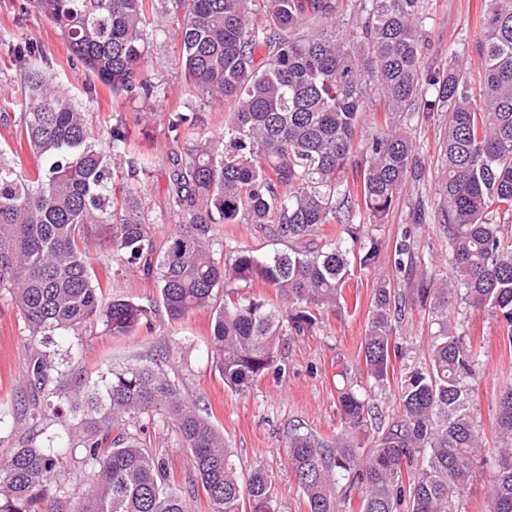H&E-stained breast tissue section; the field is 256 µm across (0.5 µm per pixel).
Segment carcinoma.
Segmentation results:
<instances>
[{
  "mask_svg": "<svg viewBox=\"0 0 512 512\" xmlns=\"http://www.w3.org/2000/svg\"><path fill=\"white\" fill-rule=\"evenodd\" d=\"M425 0H34L80 61L114 95L153 97L145 78L153 28L148 16L175 26L179 64L201 99L224 100V141L180 140L186 115L172 112L168 131L183 146L167 152V211L175 231L163 245L136 191L117 187L115 161L127 176L146 173L131 155L116 118L108 142L92 136L82 112L43 71L29 64V42L9 47L25 88L20 135L34 173L0 150V292L33 338L79 332L100 320L121 336L150 323L151 308L107 297L86 251L89 231L117 260L156 270L168 318L197 310L212 317L211 361L229 389L245 393L274 368L284 336L311 334L328 310L341 308L354 269L379 259L368 226L383 224L406 184L422 178L412 121L442 117L438 223L448 242L445 271L428 268L405 229L393 247L399 272L416 271L413 295L429 305L436 331L428 362L397 383L399 414L373 426L371 394H338L342 432L333 440L295 428L285 442L288 468L307 512H457L473 480L483 439L469 412L482 366L448 299L489 306L512 346V0H487L484 34L473 48L483 85L475 98L467 51L448 66L425 67ZM359 18L355 31L341 17ZM384 103V122L360 137L368 104ZM247 224L258 236L288 243L265 256L244 243L214 258V225ZM338 224L336 236L321 233ZM255 280L279 301L246 297ZM224 298H218L219 291ZM407 304L388 284L374 289L363 347L367 373L383 388ZM102 391L81 373L63 375L36 357L28 384L48 403L66 401L77 422L68 445L42 447L22 433L0 463V512H193L202 494L210 512H277L271 475L245 474L224 435L178 381L156 362L116 369ZM160 411L176 428L195 478L177 488L162 455L145 446L140 418ZM496 472L486 512H512V388L497 410ZM372 436L373 445L361 440ZM82 448L86 487L73 500L61 490L63 455ZM346 483L344 496L338 487Z\"/></svg>",
  "mask_w": 512,
  "mask_h": 512,
  "instance_id": "carcinoma-1",
  "label": "carcinoma"
}]
</instances>
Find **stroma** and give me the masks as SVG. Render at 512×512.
Returning a JSON list of instances; mask_svg holds the SVG:
<instances>
[{"label":"stroma","instance_id":"1","mask_svg":"<svg viewBox=\"0 0 512 512\" xmlns=\"http://www.w3.org/2000/svg\"><path fill=\"white\" fill-rule=\"evenodd\" d=\"M486 0H430L425 23L430 48L426 62L431 67L447 65L451 56L479 37ZM36 44L51 63L50 76L62 83L88 115L96 139L108 138L115 117H122L131 135L133 152L152 162L141 182L139 195L153 224L156 242H164L174 231L165 207L168 168L165 122L152 120L159 114L179 110L199 113L202 135L215 141L224 138L227 104L200 100L177 64L179 38L174 30L158 32L150 48L145 74L158 87L149 100H113L109 89L81 63L70 60L66 41L34 5L23 0H0V149L16 153L26 171H34L35 159L16 133L25 108L20 72L6 52L9 43ZM420 145L424 175L419 184L404 189L385 223L371 227L384 252L371 269L356 273L344 290L347 309L327 312L321 327L309 336H287L278 347L280 372H267L244 394L231 391L207 357L212 331V314L200 310L187 319L169 320L159 301L155 274L143 265L118 266L104 251L92 250L98 280L112 295L150 307L151 324L130 335L115 336L103 322L88 324L78 333H62L44 344L43 350L60 370H81L87 387H102L112 368L157 358L165 361L170 376L178 379L187 398L201 400L215 428L223 433L239 469L264 468L272 474L279 512H307L285 459L284 442L294 427L332 439L341 430L337 395L344 385L371 391L382 421L398 413L393 389L377 388L363 362L367 316L373 290L390 283L404 296L412 287L405 273L396 271L386 254L406 227H414L427 262L437 263L446 253V242L436 220L413 225L412 206L423 198L438 207L436 188L441 169L442 122L431 116L414 124ZM458 316L471 339L482 348L483 366L476 380L470 413L483 436L484 453L476 475L459 499V512H484L485 491L496 467V411L507 386L512 385V347L503 341V329L495 313L474 310L457 303ZM436 327L428 308L413 307L403 322L402 344L411 362L422 361ZM32 339L13 307L8 294L0 295V404L32 401L26 382ZM142 439L146 446L163 453L168 471L178 487L192 477L189 457L172 422L161 413L142 416Z\"/></svg>","mask_w":512,"mask_h":512}]
</instances>
